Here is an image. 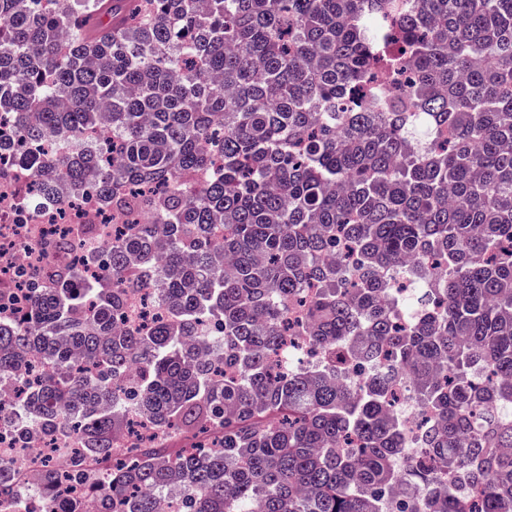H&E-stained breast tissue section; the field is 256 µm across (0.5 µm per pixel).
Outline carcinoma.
I'll return each mask as SVG.
<instances>
[{
  "label": "carcinoma",
  "mask_w": 512,
  "mask_h": 512,
  "mask_svg": "<svg viewBox=\"0 0 512 512\" xmlns=\"http://www.w3.org/2000/svg\"><path fill=\"white\" fill-rule=\"evenodd\" d=\"M2 114L29 209L64 183L127 219L0 288V424L71 449L43 499L512 512V0H0ZM182 433L210 440L168 454ZM12 470L0 512H28ZM421 413L420 408L412 402L403 403L402 407L398 411L400 419L405 424L407 438L409 440L410 447L412 448V453H414L416 448V441L414 439L420 428L419 417Z\"/></svg>",
  "instance_id": "obj_1"
}]
</instances>
